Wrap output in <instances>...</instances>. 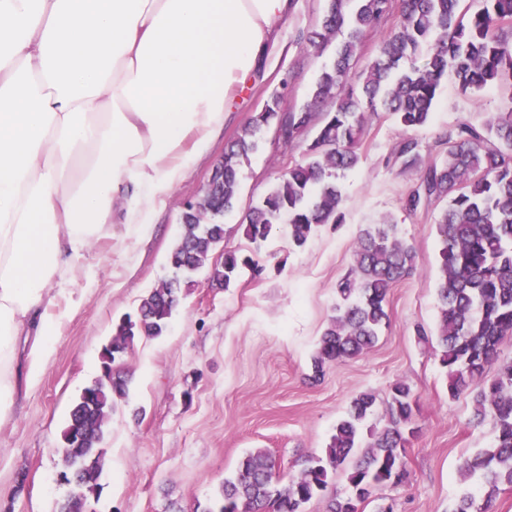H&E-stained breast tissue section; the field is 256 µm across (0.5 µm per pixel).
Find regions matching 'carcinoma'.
Masks as SVG:
<instances>
[{
  "instance_id": "1",
  "label": "carcinoma",
  "mask_w": 512,
  "mask_h": 512,
  "mask_svg": "<svg viewBox=\"0 0 512 512\" xmlns=\"http://www.w3.org/2000/svg\"><path fill=\"white\" fill-rule=\"evenodd\" d=\"M460 0H403L401 20L385 34L378 54L362 72L353 59L366 35L391 10V0H326L319 27L301 38L321 48L334 34L348 29L333 63L324 68L312 90L316 103H328L307 158L288 170L246 215L244 235L258 244L281 220L288 238L303 247L318 226L339 220L343 195L340 176L359 160L364 113L383 109L403 127L416 130L431 120L441 80L451 75L465 93L498 83L512 85V0H477L469 17L458 13ZM281 98L271 97L263 112L244 126L224 151L218 187L202 208L180 215L178 239L168 257L172 275L141 300L134 314L120 320L101 355V371L125 356L143 338L168 331L182 288L209 271L211 282L230 284L244 269L262 270L259 261L238 248L224 246V215L234 208L241 159L258 148L263 129L292 141L312 120L310 112L285 113ZM448 150L441 160L420 169L406 198L417 211L431 202L447 206L437 223L440 275L437 283L438 326L435 336L440 363L447 369L448 396L470 397L477 425L493 423L490 447L468 457L465 476H476L489 512L493 500L512 488V363L493 378L488 367L500 344L512 338V96L501 111L480 127L460 122L448 130ZM413 139L397 151L407 167L420 163ZM223 259L211 263L218 246ZM416 265L414 248L396 234L388 220L358 238L350 272L336 287L340 302L324 330L313 358V379L325 368L366 354L389 322L390 289ZM128 380L116 375L108 384L98 377L72 403L62 431L64 481L77 475L86 499L101 493L103 448L117 400L128 396ZM377 408L376 397H354L338 421L328 448L305 460L300 474L285 487L273 483L275 460L266 451L247 455L238 472L224 479L218 512H304L310 501L325 496L331 475L346 474L348 492L332 494L327 512H361L382 488L407 474L405 445L414 433L417 404L403 380L391 386L384 426H366ZM80 433L75 444L70 436Z\"/></svg>"
}]
</instances>
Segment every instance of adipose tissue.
I'll return each instance as SVG.
<instances>
[{"label": "adipose tissue", "instance_id": "obj_1", "mask_svg": "<svg viewBox=\"0 0 512 512\" xmlns=\"http://www.w3.org/2000/svg\"><path fill=\"white\" fill-rule=\"evenodd\" d=\"M291 0H0V419L17 343L114 224L147 234L279 45Z\"/></svg>", "mask_w": 512, "mask_h": 512}]
</instances>
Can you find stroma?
<instances>
[{
    "label": "stroma",
    "instance_id": "35a3bbf8",
    "mask_svg": "<svg viewBox=\"0 0 512 512\" xmlns=\"http://www.w3.org/2000/svg\"><path fill=\"white\" fill-rule=\"evenodd\" d=\"M294 5L282 30L283 50L238 92L235 112L153 214L149 235L138 238L113 225L111 236L78 260L76 281L57 296L44 368L21 386L13 413L0 420V512H60L70 487L59 478L58 448L70 406L99 377L101 349L115 321L168 276L183 203L199 196L226 143L272 95H280L282 111H302L321 70L334 61V46L315 49L298 37L318 22L325 0ZM511 96L512 88L497 85L465 94L447 76L423 128L409 131L390 113H366L359 162L341 180V221L320 226L300 249L279 224L259 244L242 234L249 208L304 160L317 134L312 125L286 144L267 130L239 167L236 206L224 217L225 245L255 255L264 271L242 272L226 290L210 287L206 272H199L167 336L140 341L124 357L121 367L132 383L127 400L112 411L103 492L93 512H206L224 479L258 449L272 454L274 480L286 486L308 457L326 448L353 397L370 392L386 404L399 380L410 385L418 405L417 431L406 446L408 474L363 512H377L381 502L394 512H454L463 490L460 468L489 446L492 426L474 425L471 401L448 396L439 348L430 341L438 314L436 226L444 205L404 210L419 170L403 167L394 149L412 138L422 160L436 158L451 127L482 123ZM387 218L414 246L416 267L391 289L389 323L376 346L313 380L312 357L335 314L336 284L353 264L355 241L362 229Z\"/></svg>",
    "mask_w": 512,
    "mask_h": 512
}]
</instances>
